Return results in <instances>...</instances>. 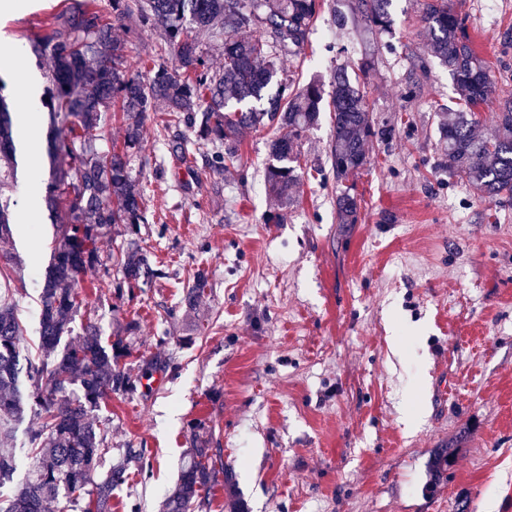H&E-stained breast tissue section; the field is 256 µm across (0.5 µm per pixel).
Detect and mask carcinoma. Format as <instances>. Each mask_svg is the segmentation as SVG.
<instances>
[{
    "mask_svg": "<svg viewBox=\"0 0 512 512\" xmlns=\"http://www.w3.org/2000/svg\"><path fill=\"white\" fill-rule=\"evenodd\" d=\"M392 0H348L342 26L363 22L383 33L391 29ZM104 17L97 0L72 5L32 43L33 53L51 60L49 120L55 132L48 143L52 170L45 203L61 220L51 263L39 294L40 345L34 357H22L23 330L11 304L0 306V421L20 423L27 416L31 462L21 484L6 500L4 512H112V486L125 480L136 462L150 471L141 448H126L107 471H99L106 423L90 417L104 400L150 386L157 364L147 361L139 378L125 371L127 345L103 343L88 325L81 336L71 324L80 307L74 283L86 269L103 265L98 243L120 224L127 243L111 254L120 277L115 294L134 290L155 276L139 245L146 223L144 193L133 183V165L143 144L150 112L168 115L167 125L225 149L213 164L233 158L239 135L271 126L270 162L265 171L269 195L288 208L301 169V141L320 119L325 89L322 77L302 85L286 82L283 57L298 56L312 30L318 0H111ZM433 56L448 68L463 104L440 123L441 142L457 173L477 197L488 202L512 199V96L499 104L497 132L476 134L478 112L494 88L488 65L472 45L465 19L449 0H422ZM136 13L156 25L154 73L143 79L130 73L128 46L138 38L112 35V23ZM222 48L224 64L210 66L208 50ZM120 102L125 129L121 145L99 146L102 113ZM332 168L343 181L367 165L365 143L376 135L364 88L347 67L332 78ZM15 131L12 108L0 96V181L14 174ZM338 223L356 224L359 207L345 190L336 197ZM208 281L197 272L183 302L193 310L205 297ZM220 449L199 439L186 454L163 512H201L209 507ZM434 482L448 468V452L439 449L428 462ZM15 470V452L0 447V482Z\"/></svg>",
    "mask_w": 512,
    "mask_h": 512,
    "instance_id": "obj_1",
    "label": "carcinoma"
}]
</instances>
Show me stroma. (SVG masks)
Returning <instances> with one entry per match:
<instances>
[{"label": "stroma", "mask_w": 512, "mask_h": 512, "mask_svg": "<svg viewBox=\"0 0 512 512\" xmlns=\"http://www.w3.org/2000/svg\"><path fill=\"white\" fill-rule=\"evenodd\" d=\"M467 18L495 81L480 108L491 136L499 98L512 94V51L502 33L512 0H452ZM345 0H322L300 56V81L330 77L372 56L358 74L376 126L369 163L354 179L360 220L341 224L322 116L304 141V173L283 223L269 224L264 167L272 129L245 133L221 174H201L202 141L173 152L164 113H150L133 177L145 192L142 246L163 272L134 298H117L116 267L81 274L77 325L116 336L128 321L131 376L164 364L147 389L102 406L107 463L140 448L151 473L112 491V512H162L201 426L221 451L232 487L216 482L207 512H512V200L482 201L453 174L436 105L453 106L447 69L427 52L420 0H392V30H339ZM67 0H27L0 20L25 47L26 71L46 89L49 61L28 47ZM0 186L16 223L0 240V297L12 302L24 346L39 341L38 294L56 229L31 216L30 168L46 182V155L18 157ZM209 289L194 315L181 300L196 270ZM449 448L431 486L427 463Z\"/></svg>", "instance_id": "1"}]
</instances>
